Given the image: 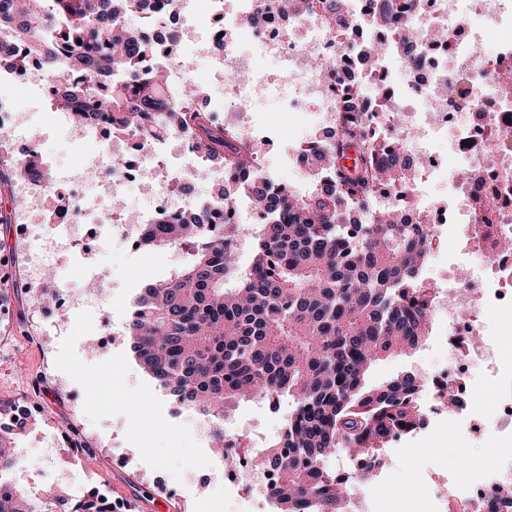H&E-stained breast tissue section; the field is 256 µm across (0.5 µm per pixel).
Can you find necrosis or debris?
<instances>
[{
  "label": "necrosis or debris",
  "instance_id": "obj_1",
  "mask_svg": "<svg viewBox=\"0 0 512 512\" xmlns=\"http://www.w3.org/2000/svg\"><path fill=\"white\" fill-rule=\"evenodd\" d=\"M198 3L174 0L170 15L182 24L176 45L192 43L194 56L212 73V92L198 98L199 109L215 111L219 124L235 127L243 138L256 135L247 102L275 96L289 108L312 113L315 140L328 144L342 110L340 85L370 77L385 85L399 155L419 162L413 186L441 180L448 191L447 204L428 200L411 205L407 217L415 224L447 220L461 225L458 242L473 258L466 278L449 275L436 307L448 319L449 340L464 352L451 354L429 384L432 413L442 412L441 394L449 389L457 392L463 409H470L466 375L479 367L502 379L512 374L499 364V346L484 340L481 321L484 311L512 307V250L503 246L512 239V84L502 79L512 70V0H412L417 41L381 58L372 72L361 67L344 37L348 25L362 17L364 0H348V10L340 16L313 12L301 19L285 15L276 0H224L221 32L197 42L189 23ZM492 26L502 33L494 43L486 35ZM330 56L339 62L332 77L311 65L314 58ZM25 126V114L11 99L0 98V127L18 135L24 159L41 158L44 143L24 135ZM156 159L157 150L149 145L121 166L103 158L89 168L70 166L60 181L49 184L22 177L17 190L31 211L43 208L64 184L85 198L132 196L141 204L140 223H128L118 211L112 222L125 241L136 244L144 225L181 210L167 180L146 178ZM488 198L495 199L494 207H484ZM474 336L482 337L481 345L469 346ZM511 482L512 466L507 464L494 472H465L459 498L449 501L450 512H506L511 505L500 490Z\"/></svg>",
  "mask_w": 512,
  "mask_h": 512
}]
</instances>
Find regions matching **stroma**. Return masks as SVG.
<instances>
[{
    "mask_svg": "<svg viewBox=\"0 0 512 512\" xmlns=\"http://www.w3.org/2000/svg\"><path fill=\"white\" fill-rule=\"evenodd\" d=\"M0 95L26 112L30 134L45 142L49 167L90 164L107 151V140L81 139L67 130L42 94L2 79ZM253 124L270 138L264 171L293 191L308 192L309 180L290 161L291 149L309 133L305 115L280 110L270 98L257 105ZM70 206L82 244L78 250L59 243L41 217L27 227L0 224V295L11 302L9 318L0 320V400L38 411L26 435L16 441L21 467L13 471V480L29 491L52 487L70 496L95 489L140 512H269L263 494L241 493L227 478L223 457L210 452L209 435L140 369L125 336L130 305L144 283L167 280L184 263V254L132 248L108 223L105 209L88 210L76 199ZM433 234V252L422 276L438 287L449 265L460 268L468 259L447 229ZM31 250L53 266L61 287L84 288L95 275L105 285L104 294L71 309L70 321L46 324L37 313L46 290L28 265ZM447 328L446 321L433 320L419 349L374 365L367 384L405 373L423 379L438 372L448 362V347L439 337ZM105 392L112 396L111 405L96 399ZM287 417V405L242 401L224 428L238 434L258 427L268 447L279 439ZM64 429L94 449L93 462L57 452L56 437ZM501 445L492 432L474 434L468 421L454 413L429 415L421 428L388 446L389 467L354 484L350 494L362 502L363 512H384L382 504L389 498L396 499L399 512H448V485L466 467L494 469L488 451Z\"/></svg>",
    "mask_w": 512,
    "mask_h": 512,
    "instance_id": "stroma-1",
    "label": "stroma"
}]
</instances>
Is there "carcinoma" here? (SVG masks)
<instances>
[{
  "instance_id": "obj_1",
  "label": "carcinoma",
  "mask_w": 512,
  "mask_h": 512,
  "mask_svg": "<svg viewBox=\"0 0 512 512\" xmlns=\"http://www.w3.org/2000/svg\"><path fill=\"white\" fill-rule=\"evenodd\" d=\"M169 0H0V71L37 62L64 79L58 109L103 114L138 146L159 133H188L196 152L224 171L223 210L250 199L264 219L249 268L235 255L244 228L207 211L180 224H152L140 248L184 250L186 263L134 301L126 336L136 362L176 404L215 424L243 397L292 410L275 444L257 459L273 465L276 512H345L351 481L380 468L385 448L423 424L426 383L412 374L365 384L380 359L417 349L430 334L435 288L421 279L433 241L429 224H408L377 193L408 187L412 164L384 150L364 118L383 99L378 85L342 87L333 144L316 152L297 194L264 175L261 143L212 124L194 106L198 85L173 91L161 45L144 37L165 26ZM355 165L341 164L348 151ZM17 432L0 431V474L18 466ZM344 452L347 475L324 462ZM107 497L29 493L0 480V512H108Z\"/></svg>"
}]
</instances>
